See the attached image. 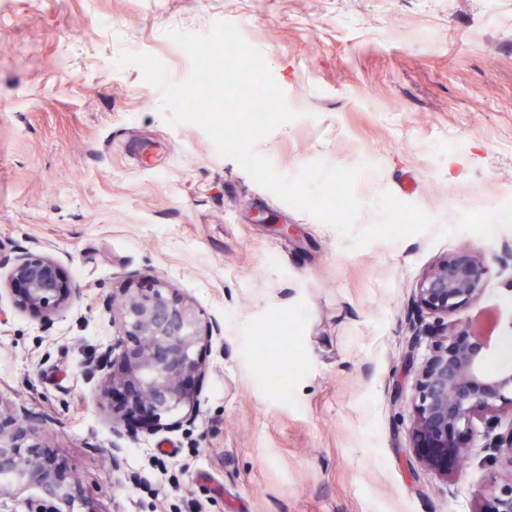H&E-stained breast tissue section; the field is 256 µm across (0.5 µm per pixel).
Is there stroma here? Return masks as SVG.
Returning a JSON list of instances; mask_svg holds the SVG:
<instances>
[{"instance_id":"obj_1","label":"stroma","mask_w":512,"mask_h":512,"mask_svg":"<svg viewBox=\"0 0 512 512\" xmlns=\"http://www.w3.org/2000/svg\"><path fill=\"white\" fill-rule=\"evenodd\" d=\"M217 21L297 113L257 146L276 172L371 163L357 226L388 192L434 229L348 248L198 124L169 125L160 90L115 65L146 52L183 80L170 31ZM482 199L512 201V0H0V282L35 248L80 291L49 322L0 289V407L44 415L94 512H475L487 424L443 478L411 447L409 401L448 322L512 299V229L485 238ZM464 248L484 259V293L419 310L422 274ZM145 278L199 310L205 374L193 421L118 437L81 365L114 334L105 299ZM281 326L286 348L269 347Z\"/></svg>"}]
</instances>
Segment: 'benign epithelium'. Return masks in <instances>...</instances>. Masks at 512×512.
<instances>
[{
    "instance_id": "7a95c632",
    "label": "benign epithelium",
    "mask_w": 512,
    "mask_h": 512,
    "mask_svg": "<svg viewBox=\"0 0 512 512\" xmlns=\"http://www.w3.org/2000/svg\"><path fill=\"white\" fill-rule=\"evenodd\" d=\"M481 259L463 249L440 261L421 277L417 303L431 313L448 314L483 292ZM8 285L21 291L22 305L50 320L65 312L76 290L56 260L29 250L13 260ZM118 307L121 334L83 365L85 379L98 388L99 404L108 412L112 432L140 420L154 426L163 415L192 399L191 380L203 372L195 357L201 342L193 305L154 283L125 290ZM483 332L472 322L447 325L432 356L420 368L411 402L413 449L422 463L448 476L468 453L463 438L476 418L498 419L497 402L512 394V368L494 375L482 366ZM44 426L35 412L0 411V483H22L41 494L33 512H62L60 505L85 508L86 489L68 464L37 439ZM501 473L486 489L484 507L474 512H512V427L487 444Z\"/></svg>"
}]
</instances>
